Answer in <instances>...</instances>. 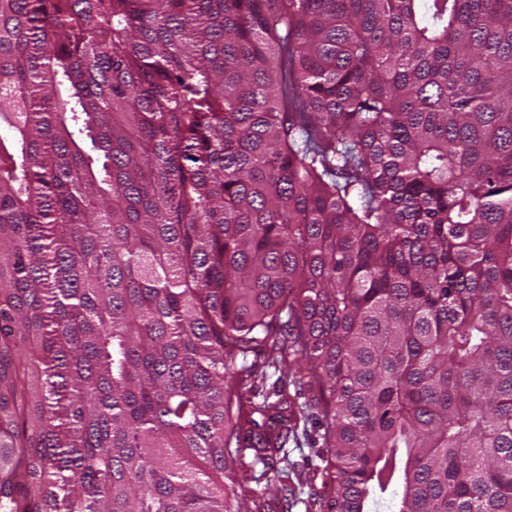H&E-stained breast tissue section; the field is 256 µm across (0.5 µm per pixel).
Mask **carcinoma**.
Returning <instances> with one entry per match:
<instances>
[{"label":"carcinoma","mask_w":512,"mask_h":512,"mask_svg":"<svg viewBox=\"0 0 512 512\" xmlns=\"http://www.w3.org/2000/svg\"><path fill=\"white\" fill-rule=\"evenodd\" d=\"M311 418L320 512H512V0H0V512H260Z\"/></svg>","instance_id":"cac0c4a2"}]
</instances>
